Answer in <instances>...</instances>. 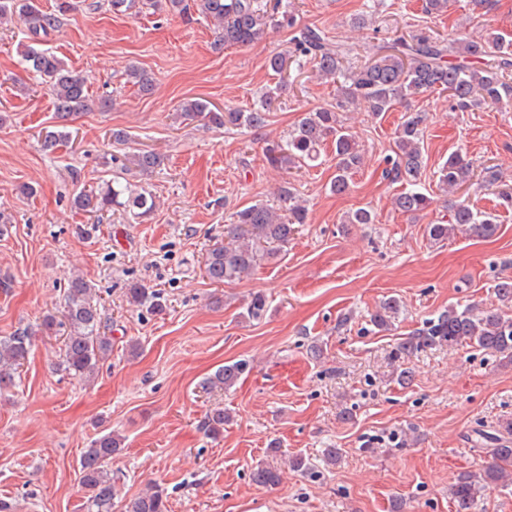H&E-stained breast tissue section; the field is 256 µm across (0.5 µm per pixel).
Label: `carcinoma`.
Here are the masks:
<instances>
[{"label": "carcinoma", "mask_w": 512, "mask_h": 512, "mask_svg": "<svg viewBox=\"0 0 512 512\" xmlns=\"http://www.w3.org/2000/svg\"><path fill=\"white\" fill-rule=\"evenodd\" d=\"M193 7L219 28L218 42L228 46H246L259 41L266 27L275 22L292 28L294 15L283 11L276 17L267 13L258 0H193ZM73 8L71 0H59L56 12L39 10L34 0H0V21L19 19L28 25L33 43L22 53L24 67L36 74L51 89L56 118L66 122L78 112L91 107L86 81L74 74L49 49L39 48L42 38L56 31L60 17ZM351 48L332 39L318 27L304 26L292 37L289 55L274 54L267 67L282 74L292 57L297 62H309L315 75L337 83L336 104L307 112L288 133L283 142H273L265 149L268 163L274 169L290 173L316 161L322 146L332 143L336 157V176L330 189L337 195L351 190V178L361 167L358 142L341 124L338 112L352 106L365 105L378 115L392 111L398 104L426 92L443 91L457 110L466 112L481 105L501 110L512 107V35L489 32L475 39H440L425 32L402 36L389 46L379 47L371 59L355 64L350 61ZM129 82L141 93L153 86L150 74L132 68L127 71ZM270 103L251 112H214L193 99L184 101L182 117H201L213 127H259L267 122ZM424 115L406 110L393 138V155L387 158L385 177L404 186L395 199L403 213L414 214L427 209L431 199L416 189L424 167ZM70 132H49L43 149L52 152L69 142ZM163 156L153 151H140L131 157L132 167L141 174L153 172ZM474 167L467 156L458 151L438 170V187L454 194L470 179ZM279 206L255 204L235 213L236 220L224 225V242L209 249L204 261L205 276L213 283L229 284L240 281L288 247L303 224L308 212L304 200L290 182L278 190ZM76 207L88 213L123 210L133 219L143 221L155 208L152 194L145 188L135 189L114 177L100 187L83 188L74 197ZM451 225L431 224L428 235L442 241L457 227H464L481 238H492L499 229L498 216L493 211H475L459 197L448 200ZM499 305L477 308L452 305L448 310L425 321L422 328L405 338L396 355L409 357L437 344L454 346L467 344L493 356L512 361V314L505 307L512 304V277H503L494 285ZM94 285L84 276L73 274L64 288L62 319L53 314L43 317L40 329L50 332L64 329L66 336L58 368L83 381L91 377L100 362L112 352V337L106 335L101 313L95 301ZM130 306L161 315L167 309V299L157 289L143 283L127 288ZM264 296L251 298L246 316L260 319L266 311ZM400 302L388 299L370 316V323L383 330L400 312ZM34 333L25 329L0 339V393L14 385V377L32 347ZM247 363L238 361L218 368L200 383L205 391L229 389L246 370ZM228 415L224 408L215 407L206 413L204 430L214 439L224 432ZM477 435L494 441L490 462L478 473L463 472L450 486V499L455 512H473L478 500L488 491L512 484V445L479 431ZM123 437L110 431L95 439L83 450L79 460L80 483L86 492V512H168L165 489L156 483L130 498L119 496V475L108 468L112 457L122 451ZM281 480L278 467L260 464L253 472V481L263 486H275Z\"/></svg>", "instance_id": "obj_1"}]
</instances>
